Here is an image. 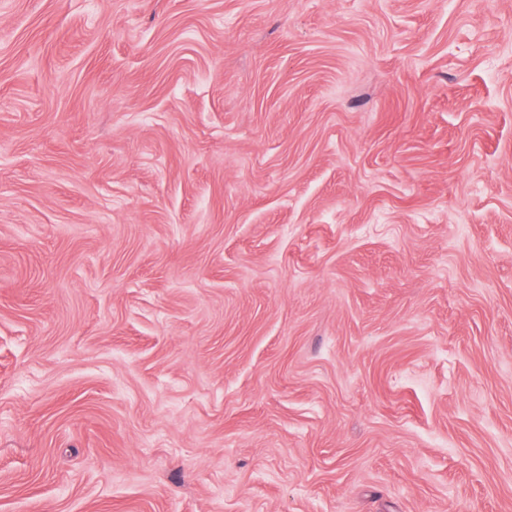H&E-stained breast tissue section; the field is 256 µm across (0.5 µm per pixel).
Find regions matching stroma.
I'll list each match as a JSON object with an SVG mask.
<instances>
[{
	"mask_svg": "<svg viewBox=\"0 0 512 512\" xmlns=\"http://www.w3.org/2000/svg\"><path fill=\"white\" fill-rule=\"evenodd\" d=\"M0 512H512V0H0Z\"/></svg>",
	"mask_w": 512,
	"mask_h": 512,
	"instance_id": "35a3bbf8",
	"label": "stroma"
}]
</instances>
